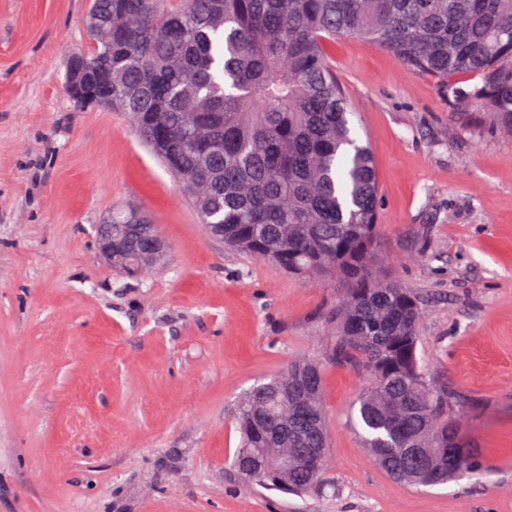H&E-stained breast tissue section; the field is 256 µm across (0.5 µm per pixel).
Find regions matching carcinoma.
Wrapping results in <instances>:
<instances>
[{
    "label": "carcinoma",
    "mask_w": 512,
    "mask_h": 512,
    "mask_svg": "<svg viewBox=\"0 0 512 512\" xmlns=\"http://www.w3.org/2000/svg\"><path fill=\"white\" fill-rule=\"evenodd\" d=\"M86 30L65 73L82 106L128 113L227 246L342 285L323 318L324 358L366 377L352 421L375 465L411 486L474 473L473 448L440 461L407 453L448 447L460 426L448 387L419 365L420 298L382 273L376 168L327 43L367 38L442 82L457 111L511 133L512 0H92ZM109 223L112 268L139 277L161 255L155 225L136 209ZM321 393L311 359L246 392L235 471L287 493L320 487L326 462L285 467L275 449L328 448Z\"/></svg>",
    "instance_id": "carcinoma-1"
}]
</instances>
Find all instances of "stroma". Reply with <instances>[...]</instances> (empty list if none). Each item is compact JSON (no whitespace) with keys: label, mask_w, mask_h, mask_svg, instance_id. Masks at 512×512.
Returning a JSON list of instances; mask_svg holds the SVG:
<instances>
[{"label":"stroma","mask_w":512,"mask_h":512,"mask_svg":"<svg viewBox=\"0 0 512 512\" xmlns=\"http://www.w3.org/2000/svg\"><path fill=\"white\" fill-rule=\"evenodd\" d=\"M90 3L0 0V512H512V136L374 43H329L377 170L384 271L422 301L420 364L480 468L387 475L348 422L362 373L327 365V488H254L228 466L233 406L319 359L340 288L225 248L126 113L74 104ZM128 208L165 242L134 279L97 239Z\"/></svg>","instance_id":"35a3bbf8"}]
</instances>
